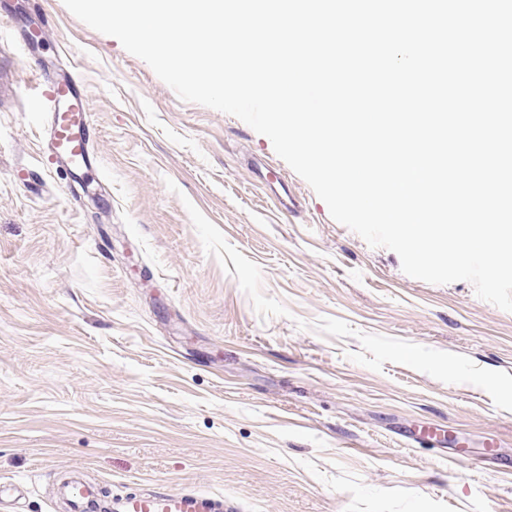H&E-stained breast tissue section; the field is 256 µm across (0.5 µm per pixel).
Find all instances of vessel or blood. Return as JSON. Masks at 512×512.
I'll return each mask as SVG.
<instances>
[{"label":"vessel or blood","instance_id":"vessel-or-blood-1","mask_svg":"<svg viewBox=\"0 0 512 512\" xmlns=\"http://www.w3.org/2000/svg\"><path fill=\"white\" fill-rule=\"evenodd\" d=\"M36 106L50 112L47 149L71 172L87 169L91 160V115L78 93L76 75L64 79L39 77ZM70 512H103L95 490L75 480L64 488ZM113 512H234L223 497L190 490L153 488L132 492L112 501Z\"/></svg>","mask_w":512,"mask_h":512}]
</instances>
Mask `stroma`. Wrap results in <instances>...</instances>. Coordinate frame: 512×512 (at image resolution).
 I'll use <instances>...</instances> for the list:
<instances>
[{"label":"stroma","mask_w":512,"mask_h":512,"mask_svg":"<svg viewBox=\"0 0 512 512\" xmlns=\"http://www.w3.org/2000/svg\"><path fill=\"white\" fill-rule=\"evenodd\" d=\"M0 0V482L51 512L220 494L243 512H512V312L406 275L229 114L114 37ZM76 72L95 163L49 159L35 70ZM64 496L70 512H102L107 510L101 504L95 490L80 480H74L66 485Z\"/></svg>","instance_id":"1"}]
</instances>
